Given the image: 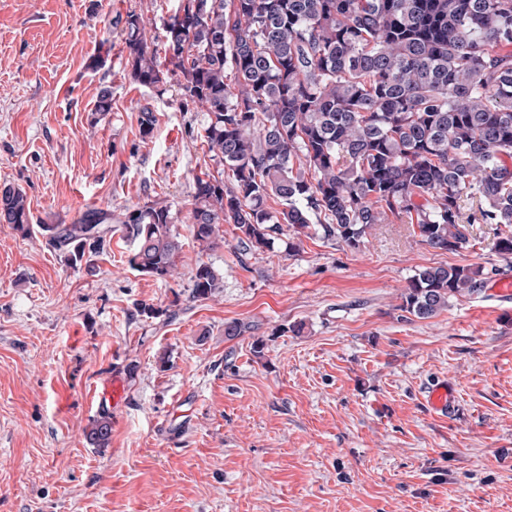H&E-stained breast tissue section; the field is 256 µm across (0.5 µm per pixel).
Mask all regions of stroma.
Masks as SVG:
<instances>
[{
    "instance_id": "obj_1",
    "label": "stroma",
    "mask_w": 512,
    "mask_h": 512,
    "mask_svg": "<svg viewBox=\"0 0 512 512\" xmlns=\"http://www.w3.org/2000/svg\"><path fill=\"white\" fill-rule=\"evenodd\" d=\"M177 5L0 0V187L24 191L32 225L0 224V512H512V296L492 286L512 277L503 226L473 225L456 252L398 222L357 249L316 224L249 250L224 223L199 246L194 177L222 168L207 116L176 78L136 83L121 35L142 14L163 52ZM147 203L169 208L182 244L165 280L130 267L121 231L74 267L40 230ZM201 263L221 277L206 299ZM441 265L483 267L490 284L427 319L403 311L409 278ZM234 322L244 334L225 336ZM115 373L126 400L95 448L92 392ZM443 376L447 420L423 403ZM220 288V277L214 268L206 263L198 265L194 277V297L208 298Z\"/></svg>"
}]
</instances>
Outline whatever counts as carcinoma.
I'll return each instance as SVG.
<instances>
[{
  "instance_id": "carcinoma-1",
  "label": "carcinoma",
  "mask_w": 512,
  "mask_h": 512,
  "mask_svg": "<svg viewBox=\"0 0 512 512\" xmlns=\"http://www.w3.org/2000/svg\"><path fill=\"white\" fill-rule=\"evenodd\" d=\"M180 52L169 57L181 96L207 113L203 139L224 173L195 177L193 238L209 248L219 225L269 248L282 225L358 248L377 224L416 226L421 242L458 251L473 224L512 225V0H179ZM122 28L131 77L158 87L168 72L145 39ZM305 169H294L293 160ZM281 209L267 207L269 198ZM25 193L0 190V223L30 233ZM130 266L165 280L181 250L166 206L120 221ZM72 265L104 252L112 213L44 224ZM481 266L418 270L402 309L420 319L483 287ZM220 277L198 265L194 297ZM101 416L87 441L105 448Z\"/></svg>"
}]
</instances>
